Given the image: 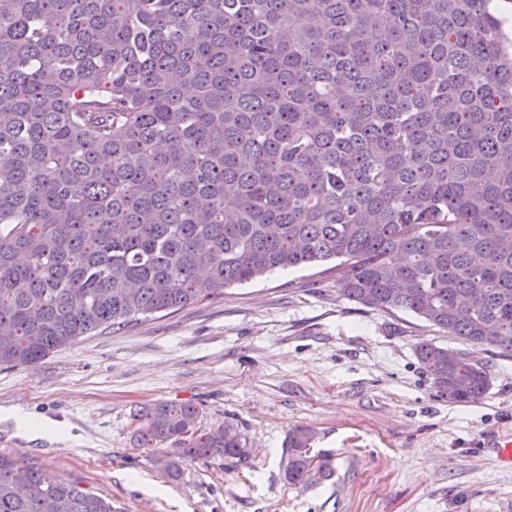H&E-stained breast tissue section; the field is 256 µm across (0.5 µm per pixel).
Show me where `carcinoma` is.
<instances>
[{
	"label": "carcinoma",
	"instance_id": "obj_1",
	"mask_svg": "<svg viewBox=\"0 0 512 512\" xmlns=\"http://www.w3.org/2000/svg\"><path fill=\"white\" fill-rule=\"evenodd\" d=\"M490 0H0V365L334 261L339 294L512 353V55ZM450 402L486 369L422 341ZM191 403L166 475L245 461ZM312 431L285 477L335 472ZM0 512L112 501L0 457Z\"/></svg>",
	"mask_w": 512,
	"mask_h": 512
}]
</instances>
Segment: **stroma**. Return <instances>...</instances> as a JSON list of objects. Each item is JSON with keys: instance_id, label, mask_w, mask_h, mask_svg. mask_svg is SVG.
<instances>
[{"instance_id": "1", "label": "stroma", "mask_w": 512, "mask_h": 512, "mask_svg": "<svg viewBox=\"0 0 512 512\" xmlns=\"http://www.w3.org/2000/svg\"><path fill=\"white\" fill-rule=\"evenodd\" d=\"M424 340L461 346L412 314L343 299L324 265L278 269L0 367V455L78 482L116 512H512V465L491 447L512 435V354L470 348L491 386L453 403L418 363ZM160 401L195 404L205 427L237 425L247 462L189 461L168 478L130 420ZM297 427L331 454L332 479L288 483Z\"/></svg>"}]
</instances>
